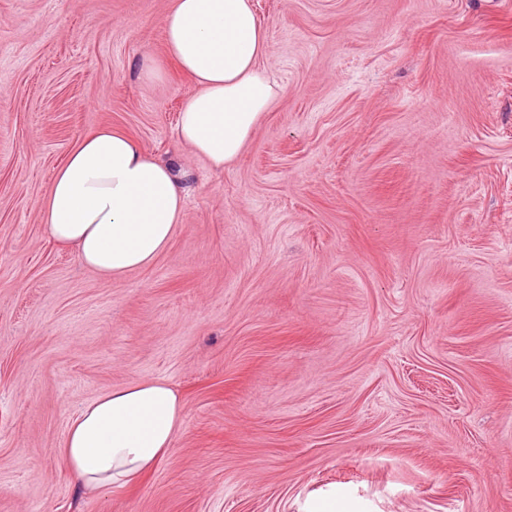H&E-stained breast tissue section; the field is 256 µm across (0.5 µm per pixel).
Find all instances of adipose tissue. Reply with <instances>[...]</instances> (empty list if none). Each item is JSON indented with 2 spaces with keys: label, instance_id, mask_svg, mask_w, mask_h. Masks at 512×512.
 Wrapping results in <instances>:
<instances>
[{
  "label": "adipose tissue",
  "instance_id": "adipose-tissue-1",
  "mask_svg": "<svg viewBox=\"0 0 512 512\" xmlns=\"http://www.w3.org/2000/svg\"><path fill=\"white\" fill-rule=\"evenodd\" d=\"M165 55L193 84L177 133L215 171L241 154L280 88L253 0H172L161 19ZM185 213L171 165L115 126L83 134L41 204L46 234L108 280L150 266ZM182 427L179 394L160 379L100 394L69 423L58 448L88 494L136 484L169 455Z\"/></svg>",
  "mask_w": 512,
  "mask_h": 512
}]
</instances>
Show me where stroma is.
Returning <instances> with one entry per match:
<instances>
[{
	"mask_svg": "<svg viewBox=\"0 0 512 512\" xmlns=\"http://www.w3.org/2000/svg\"><path fill=\"white\" fill-rule=\"evenodd\" d=\"M254 4L281 92L216 173L176 135L170 0H0V512H512V0ZM103 125L187 195L119 281L40 211ZM151 379L169 456L85 494L71 418Z\"/></svg>",
	"mask_w": 512,
	"mask_h": 512,
	"instance_id": "1",
	"label": "stroma"
}]
</instances>
